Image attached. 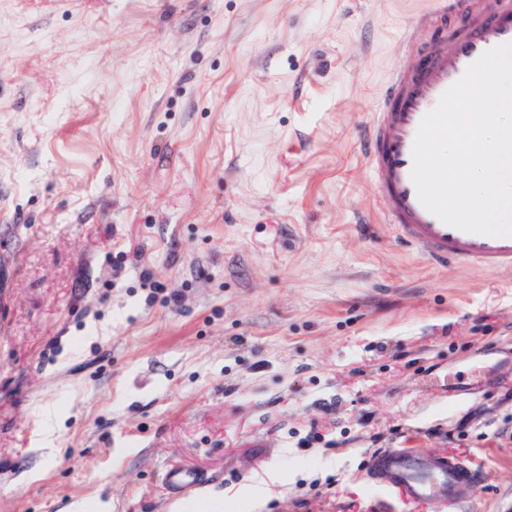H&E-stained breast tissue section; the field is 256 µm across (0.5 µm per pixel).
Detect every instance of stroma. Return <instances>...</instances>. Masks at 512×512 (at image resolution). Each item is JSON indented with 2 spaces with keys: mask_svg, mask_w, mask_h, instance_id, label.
Instances as JSON below:
<instances>
[{
  "mask_svg": "<svg viewBox=\"0 0 512 512\" xmlns=\"http://www.w3.org/2000/svg\"><path fill=\"white\" fill-rule=\"evenodd\" d=\"M434 7L0 0V512H173L172 465L206 478L190 512H512V271L401 244L361 148ZM379 448L481 484L404 499L366 476ZM493 366H496V363L482 354L470 361L468 375L462 371H448V393L464 391L467 381L480 377Z\"/></svg>",
  "mask_w": 512,
  "mask_h": 512,
  "instance_id": "obj_1",
  "label": "stroma"
}]
</instances>
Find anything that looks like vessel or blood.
<instances>
[{
  "mask_svg": "<svg viewBox=\"0 0 512 512\" xmlns=\"http://www.w3.org/2000/svg\"><path fill=\"white\" fill-rule=\"evenodd\" d=\"M440 15L465 12L464 25L430 42L414 67L394 71L381 103L368 123L366 156L382 212L396 237L436 265L459 264L476 269H512V236H486L448 226L419 201L411 180L412 145L423 117L442 94L485 51L512 42V0L493 10L475 8L471 0H436ZM493 365L486 355L469 363L468 372L448 375V390L463 391L468 379ZM370 478L402 497L436 505L466 503L478 488V473L469 462L408 448H386L371 455ZM195 472L168 468L165 489L179 496L199 486Z\"/></svg>",
  "mask_w": 512,
  "mask_h": 512,
  "instance_id": "vessel-or-blood-1",
  "label": "vessel or blood"
}]
</instances>
